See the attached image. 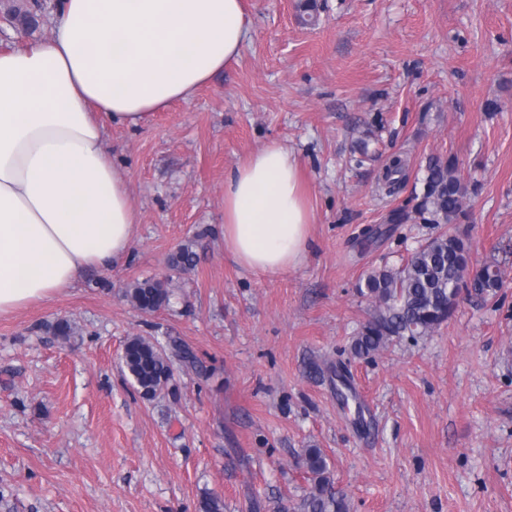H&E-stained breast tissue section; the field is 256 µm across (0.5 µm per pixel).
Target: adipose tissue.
<instances>
[{
  "mask_svg": "<svg viewBox=\"0 0 512 512\" xmlns=\"http://www.w3.org/2000/svg\"><path fill=\"white\" fill-rule=\"evenodd\" d=\"M249 31L243 0H60L50 39L0 52V316L126 255L137 217L107 125L190 101ZM312 222L278 142L225 174L224 247L245 268L299 266Z\"/></svg>",
  "mask_w": 512,
  "mask_h": 512,
  "instance_id": "ef3b65f1",
  "label": "adipose tissue"
}]
</instances>
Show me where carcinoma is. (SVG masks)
<instances>
[{
	"mask_svg": "<svg viewBox=\"0 0 512 512\" xmlns=\"http://www.w3.org/2000/svg\"><path fill=\"white\" fill-rule=\"evenodd\" d=\"M423 192L415 212L427 216L426 224H458L468 219L465 199L468 187L462 183L458 164L452 157L433 156L425 166ZM472 245L453 234H440L425 242L400 268H381L364 278L361 295L374 306L371 318L351 342L355 358H369L387 348L394 339L427 336L448 321L461 292L494 296L503 287L498 270L485 263L470 283L464 273L472 267ZM131 299L143 312L160 309L169 301L168 290L158 281L146 280L133 289ZM193 365L194 352L180 341L165 349L142 337L124 346L122 363L137 389L154 396L168 382L172 359ZM304 461L313 486L300 501L297 512H350L346 496L327 490L328 463L322 449H304Z\"/></svg>",
	"mask_w": 512,
	"mask_h": 512,
	"instance_id": "carcinoma-1",
	"label": "carcinoma"
}]
</instances>
